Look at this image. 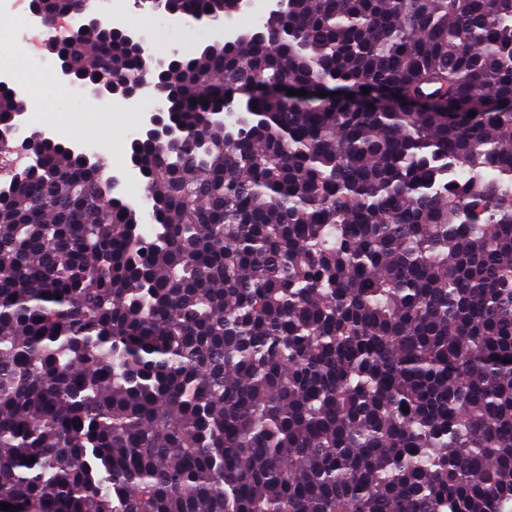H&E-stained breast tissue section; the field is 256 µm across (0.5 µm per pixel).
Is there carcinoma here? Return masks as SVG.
<instances>
[{
	"mask_svg": "<svg viewBox=\"0 0 512 512\" xmlns=\"http://www.w3.org/2000/svg\"><path fill=\"white\" fill-rule=\"evenodd\" d=\"M288 3L168 71L151 223L57 141L0 187L13 512H512V0ZM75 38L73 74H143ZM26 109L0 83L1 135Z\"/></svg>",
	"mask_w": 512,
	"mask_h": 512,
	"instance_id": "1",
	"label": "carcinoma"
}]
</instances>
